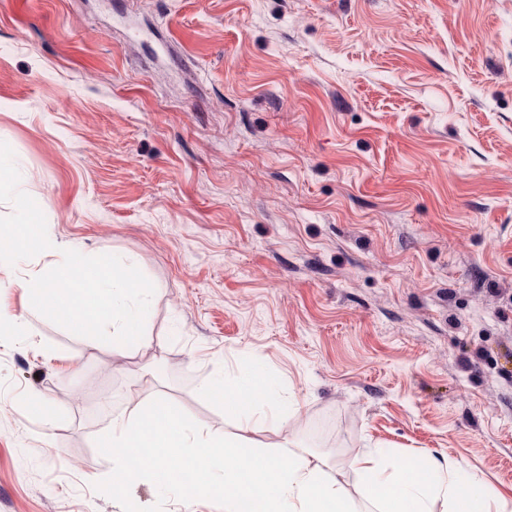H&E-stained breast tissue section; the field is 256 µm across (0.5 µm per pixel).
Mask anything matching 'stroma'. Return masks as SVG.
I'll return each mask as SVG.
<instances>
[{
	"instance_id": "35a3bbf8",
	"label": "stroma",
	"mask_w": 512,
	"mask_h": 512,
	"mask_svg": "<svg viewBox=\"0 0 512 512\" xmlns=\"http://www.w3.org/2000/svg\"><path fill=\"white\" fill-rule=\"evenodd\" d=\"M0 142L49 240L138 267L133 358L0 263V512H179L112 488L130 384L223 430L259 366L279 432L345 462H461L512 502V0H0ZM40 398L61 412L47 428Z\"/></svg>"
}]
</instances>
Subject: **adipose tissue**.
Instances as JSON below:
<instances>
[{"label":"adipose tissue","mask_w":512,"mask_h":512,"mask_svg":"<svg viewBox=\"0 0 512 512\" xmlns=\"http://www.w3.org/2000/svg\"><path fill=\"white\" fill-rule=\"evenodd\" d=\"M274 384L270 377L238 374L203 387L205 396L220 398L225 419L237 427L232 434L189 423L177 407L162 400L130 402L113 416L105 442L118 473L115 490L139 479L160 485L181 482L180 471L168 461L190 456L196 462L201 493L223 488L224 512H507L502 497L461 484L456 465L431 459L390 466L371 452L346 464L369 479L356 498L344 480L329 474L328 459L314 454L268 452L255 485L242 484L239 463L249 449L258 447V433L278 427L288 416L287 407L269 401ZM142 448L151 449V456L139 467H130V457Z\"/></svg>","instance_id":"1"}]
</instances>
